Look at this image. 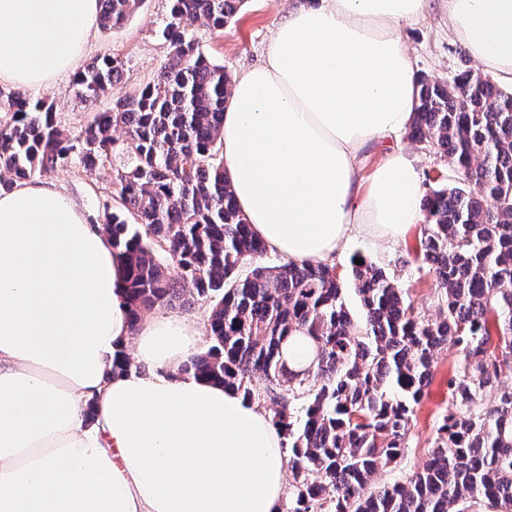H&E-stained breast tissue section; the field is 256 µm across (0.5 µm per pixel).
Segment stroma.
Segmentation results:
<instances>
[{"label":"stroma","mask_w":512,"mask_h":512,"mask_svg":"<svg viewBox=\"0 0 512 512\" xmlns=\"http://www.w3.org/2000/svg\"><path fill=\"white\" fill-rule=\"evenodd\" d=\"M303 2L244 0L237 15L223 30L197 29L200 46L205 54L223 65L229 76H238L264 61L276 24L286 10ZM168 11V0H142L121 28L106 31L97 27L92 30L84 61L110 54L119 56L125 63L121 83L94 104L79 99L74 76L70 73L59 75L48 87L30 89V96L51 103L56 123L69 133H78L95 113L110 109L114 99L135 93L156 80L170 54L169 43L158 32ZM399 35L409 49L416 73L430 79L444 82L458 71L476 65L448 27L446 0H428L425 16L418 22L402 25ZM50 177L79 202L91 224L104 223L106 214L119 206L118 193L104 175L86 172L80 165L71 163L51 172ZM419 234L420 227L414 224L395 240H351L337 255L335 266L340 274H348L352 258L362 256L393 275L406 289L414 308L435 314L434 279L431 274L419 270L415 260ZM457 362L454 350L439 354L433 380L425 389L417 409L407 453L396 467L381 471L380 482L401 480L425 462L433 446L436 422L448 408V380Z\"/></svg>","instance_id":"stroma-1"}]
</instances>
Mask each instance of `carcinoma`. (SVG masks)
I'll use <instances>...</instances> for the list:
<instances>
[{
	"label": "carcinoma",
	"instance_id": "carcinoma-1",
	"mask_svg": "<svg viewBox=\"0 0 512 512\" xmlns=\"http://www.w3.org/2000/svg\"><path fill=\"white\" fill-rule=\"evenodd\" d=\"M140 2L99 0V25L122 26ZM242 3L170 0L160 33L171 57L157 80L77 136L46 101L21 90L1 97L0 189L74 162L93 173L127 155L112 174L122 211L105 229L125 257L130 328L155 308L208 304L209 346L182 373L269 405L293 477L286 512H512V88L471 68L447 83L417 78L409 137L452 167L432 177L420 206L418 258L434 276L438 312L415 310L384 269L353 263L355 319L336 267L264 262L268 248L224 176L230 77L196 29H224ZM123 67L113 55L93 61L76 79L82 99L95 102ZM296 332L314 346L308 367L288 362ZM448 348L460 363L428 459L377 483L404 457Z\"/></svg>",
	"mask_w": 512,
	"mask_h": 512
}]
</instances>
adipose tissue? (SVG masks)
<instances>
[{"mask_svg":"<svg viewBox=\"0 0 512 512\" xmlns=\"http://www.w3.org/2000/svg\"><path fill=\"white\" fill-rule=\"evenodd\" d=\"M428 0H320L289 11L224 104V173L246 222L290 262L397 238L422 190L397 147L416 74L400 24ZM98 0H0V84L75 70ZM459 44L512 84V0H448ZM111 237L47 180L0 193V512H282L270 416L181 374L205 333L176 314L130 326ZM137 366L116 370L125 353Z\"/></svg>","mask_w":512,"mask_h":512,"instance_id":"1","label":"adipose tissue"}]
</instances>
